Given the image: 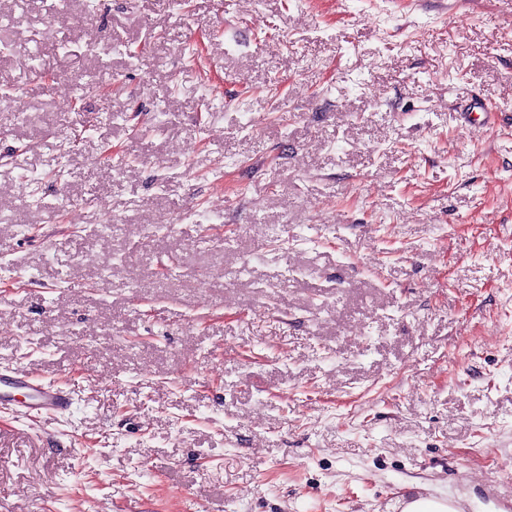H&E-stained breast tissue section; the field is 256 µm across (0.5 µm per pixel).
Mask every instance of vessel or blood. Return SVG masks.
Wrapping results in <instances>:
<instances>
[{"label": "vessel or blood", "mask_w": 512, "mask_h": 512, "mask_svg": "<svg viewBox=\"0 0 512 512\" xmlns=\"http://www.w3.org/2000/svg\"><path fill=\"white\" fill-rule=\"evenodd\" d=\"M14 403L19 415L46 418L64 413L70 398L63 389L46 382L37 369L0 371V403Z\"/></svg>", "instance_id": "obj_1"}]
</instances>
